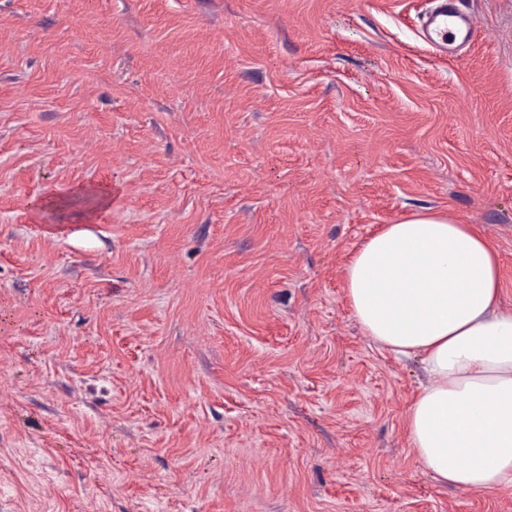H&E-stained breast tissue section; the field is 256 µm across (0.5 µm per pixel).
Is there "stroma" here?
Listing matches in <instances>:
<instances>
[{"label": "stroma", "instance_id": "stroma-1", "mask_svg": "<svg viewBox=\"0 0 512 512\" xmlns=\"http://www.w3.org/2000/svg\"><path fill=\"white\" fill-rule=\"evenodd\" d=\"M437 5L0 0V512H512L419 466L345 295L432 210L512 306V0L452 56Z\"/></svg>", "mask_w": 512, "mask_h": 512}]
</instances>
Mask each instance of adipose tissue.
Masks as SVG:
<instances>
[{
    "mask_svg": "<svg viewBox=\"0 0 512 512\" xmlns=\"http://www.w3.org/2000/svg\"><path fill=\"white\" fill-rule=\"evenodd\" d=\"M345 291L365 336L422 359L407 412L420 466L463 490L512 487V306L489 240L452 214H412L365 239Z\"/></svg>",
    "mask_w": 512,
    "mask_h": 512,
    "instance_id": "1",
    "label": "adipose tissue"
}]
</instances>
